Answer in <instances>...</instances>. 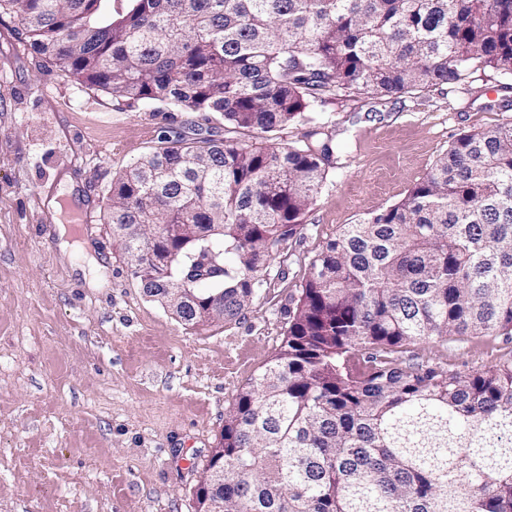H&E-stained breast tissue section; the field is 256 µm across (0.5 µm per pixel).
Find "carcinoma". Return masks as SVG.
<instances>
[{
	"label": "carcinoma",
	"instance_id": "1",
	"mask_svg": "<svg viewBox=\"0 0 512 512\" xmlns=\"http://www.w3.org/2000/svg\"><path fill=\"white\" fill-rule=\"evenodd\" d=\"M31 48L132 103L216 113L255 141L179 135L112 186L107 223L165 224L135 280L177 319L240 318L306 223L329 144L324 95L405 94L490 68L512 77V0H0ZM512 335V123L461 134L397 203L328 240L279 350L224 419L204 512H512V359L463 375L405 362L450 336Z\"/></svg>",
	"mask_w": 512,
	"mask_h": 512
}]
</instances>
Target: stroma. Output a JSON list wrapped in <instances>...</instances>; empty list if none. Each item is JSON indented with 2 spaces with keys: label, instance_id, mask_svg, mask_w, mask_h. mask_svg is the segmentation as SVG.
<instances>
[{
  "label": "stroma",
  "instance_id": "stroma-1",
  "mask_svg": "<svg viewBox=\"0 0 512 512\" xmlns=\"http://www.w3.org/2000/svg\"><path fill=\"white\" fill-rule=\"evenodd\" d=\"M316 117L333 162L303 230L244 317L189 329L143 294L104 215L113 180L161 137L218 139L223 122L86 85L0 15V512H196L225 415L279 349L325 242L401 200L461 133L512 123V78L332 94ZM77 206L93 209L91 228L69 224ZM96 264L100 288L87 284ZM407 355L467 374L512 358V337L418 341Z\"/></svg>",
  "mask_w": 512,
  "mask_h": 512
}]
</instances>
